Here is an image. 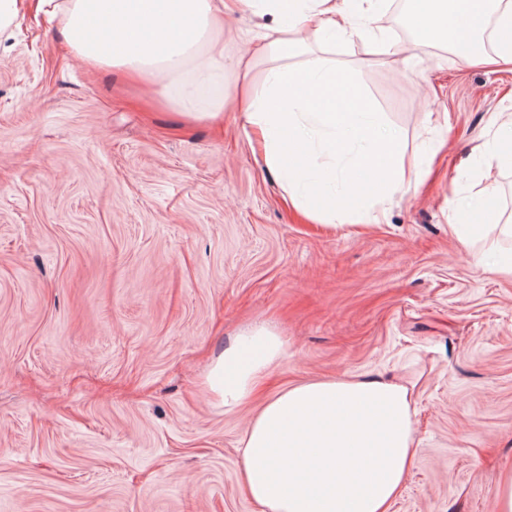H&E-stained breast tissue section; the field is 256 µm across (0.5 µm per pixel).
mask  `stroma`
<instances>
[{"instance_id":"stroma-1","label":"stroma","mask_w":512,"mask_h":512,"mask_svg":"<svg viewBox=\"0 0 512 512\" xmlns=\"http://www.w3.org/2000/svg\"><path fill=\"white\" fill-rule=\"evenodd\" d=\"M402 9L375 17L390 52L340 44L336 64L399 131L410 191L387 223L353 208L332 234L284 204L239 113L181 122L29 17L0 44V512H257L240 439L259 404L228 412L201 385L253 323L286 341L260 396L338 377L412 391L417 448L389 512H497L512 277L477 268L448 201L489 186L512 215V169L473 152L512 117V69L425 43L403 78ZM259 32L225 14L227 94ZM463 164L476 180H456Z\"/></svg>"}]
</instances>
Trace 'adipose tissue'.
I'll return each instance as SVG.
<instances>
[{"mask_svg":"<svg viewBox=\"0 0 512 512\" xmlns=\"http://www.w3.org/2000/svg\"><path fill=\"white\" fill-rule=\"evenodd\" d=\"M257 17H273L248 57L261 64L259 84L243 93L241 115L258 139L266 167L290 206L336 228L337 212L371 196V224L385 223L384 204L409 191L402 180L400 135L339 68L325 48L352 40L387 51L373 27L383 0H244ZM405 22L470 58L495 17L494 52L486 63L512 65V0H407ZM224 0H0V41L15 39L25 16L58 25L86 66L159 85L165 107L193 119L224 114V40L216 21ZM350 154L337 173L333 157ZM453 231L512 236L487 204L470 208ZM285 353L265 324L238 330L213 356L206 391L232 411L254 395ZM242 480L258 512H388L415 450L411 397L402 385L339 377L289 386L269 398L241 441Z\"/></svg>","mask_w":512,"mask_h":512,"instance_id":"obj_1","label":"adipose tissue"}]
</instances>
